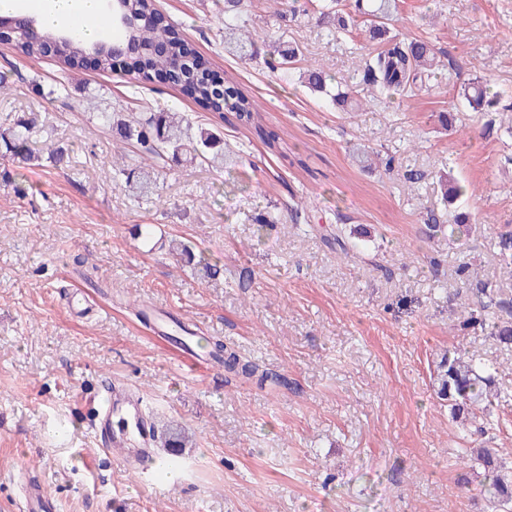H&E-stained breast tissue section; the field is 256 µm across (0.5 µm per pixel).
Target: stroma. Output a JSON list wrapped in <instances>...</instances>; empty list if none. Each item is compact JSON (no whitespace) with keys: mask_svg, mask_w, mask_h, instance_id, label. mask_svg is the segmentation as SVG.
Segmentation results:
<instances>
[{"mask_svg":"<svg viewBox=\"0 0 512 512\" xmlns=\"http://www.w3.org/2000/svg\"><path fill=\"white\" fill-rule=\"evenodd\" d=\"M220 76L242 83L268 148L235 118L219 120L169 85L85 69L55 93L57 59L0 43V132L25 122L34 141L69 147V161L14 167L0 152V512H18L26 477L59 512H487L482 471L462 463L467 441L436 399L431 373L445 350L481 355L512 386V348L487 328H460L473 302L456 269L512 302L500 234L512 231L509 112L459 111L456 86L479 76L512 98V0H403L401 32L431 41L447 66L414 100L339 112L282 80L258 52L242 62L217 34L224 0H156ZM287 35L337 81L362 52L330 41L299 15ZM457 109L459 131L436 115ZM180 112L215 124L237 157L230 170L159 165L103 128L97 115ZM396 158L363 170L350 147ZM153 170L158 193L138 201L113 163ZM421 181L407 188V171ZM469 191L470 234L427 237L447 223L436 172ZM268 212L276 224L258 230ZM150 224L144 243L135 227ZM356 245L344 257L335 236ZM196 246L224 273L207 280L169 254ZM196 336L217 337L257 368L245 379L216 364L192 370L176 343L153 336L144 305ZM139 396L147 418L193 434L181 477L134 474L103 452L87 397L108 385Z\"/></svg>","mask_w":512,"mask_h":512,"instance_id":"stroma-1","label":"stroma"}]
</instances>
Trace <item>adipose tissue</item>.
I'll use <instances>...</instances> for the list:
<instances>
[{
    "instance_id": "obj_1",
    "label": "adipose tissue",
    "mask_w": 512,
    "mask_h": 512,
    "mask_svg": "<svg viewBox=\"0 0 512 512\" xmlns=\"http://www.w3.org/2000/svg\"><path fill=\"white\" fill-rule=\"evenodd\" d=\"M102 0H0V12L30 15L40 24L60 30L77 29L80 35L97 38Z\"/></svg>"
}]
</instances>
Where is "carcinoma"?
<instances>
[{
  "mask_svg": "<svg viewBox=\"0 0 512 512\" xmlns=\"http://www.w3.org/2000/svg\"><path fill=\"white\" fill-rule=\"evenodd\" d=\"M298 0H273L278 5L273 16L279 22L287 17H296L300 8ZM247 0H224V42L243 60L253 59L256 42L248 29ZM399 0H355L354 11L340 7V0H317L314 13L317 26L330 40L338 41L343 36L354 35L362 38L372 50L361 55L357 74L352 76L354 85L333 84V78L321 68L311 65L300 73L301 83L311 91L324 96L338 112H349L356 104L354 88L365 85L370 89L371 102H381L396 97L409 100L421 95L430 87L437 74L445 70L434 45L423 39L410 37L395 28L399 13ZM130 21L128 35L138 44L137 76L149 82L155 75L165 73L169 84L176 87L201 110L215 112L224 118V111L234 113L242 123L254 125L257 136L268 146H273L276 135L265 132L255 123L258 108L253 97L235 79H224V87H217L211 79V59L192 47L183 38L178 24L161 16L155 0H117L115 14L109 15L112 28H117L115 15ZM155 17L143 23L142 17ZM46 38H31L23 27L17 28V46L30 58L52 56L63 65L64 71L83 69L84 57L93 54L97 57V69L108 72L114 68L112 49L97 41L87 42L55 29L45 30ZM302 56L299 46L291 41H279L269 55V68L286 79L292 76L295 63ZM462 105L474 112H512V105H500V96L490 92L488 84L478 78L461 86L459 91ZM97 118L104 126H116L123 140L136 144L138 149L152 158L167 162L182 159L201 164L227 163L224 154V141L216 128L193 126L187 118L176 112H151L140 119H124L112 122V113L99 112ZM13 163L32 165L42 159V155L58 164L64 161L65 151L53 144L45 143L37 149L30 142V127L21 123L6 132L0 133V148ZM354 154L369 170L384 167L391 172L395 168V156L382 155L381 151L358 146ZM124 179L137 197L154 194L156 183L148 172L134 174L125 168L115 170L114 179ZM442 199L453 205L465 194V190L450 176H438ZM171 253L194 268L200 266L207 277L219 275L218 264L210 263L204 256H196L193 248L176 239L169 243ZM477 304L461 310L462 328L486 325L491 335L499 343L512 347V322L500 321L491 311L492 307L504 308V303L496 300L494 289L486 284L476 289ZM209 347L208 355L216 359L220 366L243 375H252L254 369L240 363L237 355L227 350L224 342L205 339ZM433 384L439 400L447 403L452 421L463 426L476 422V419L490 412L493 400L500 395L495 376L489 371L479 356L455 351L440 357L433 370ZM191 441L185 429L172 423L166 424L158 443L168 448L171 458L167 467L178 466V454ZM462 457L483 468L488 483L480 493L490 502L493 512H512V468L496 448H463Z\"/></svg>",
  "mask_w": 512,
  "mask_h": 512,
  "instance_id": "carcinoma-1",
  "label": "carcinoma"
}]
</instances>
